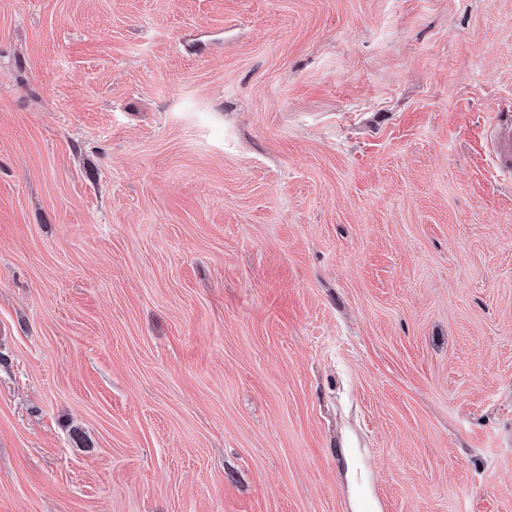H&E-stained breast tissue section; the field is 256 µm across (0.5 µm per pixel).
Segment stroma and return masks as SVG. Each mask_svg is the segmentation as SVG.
<instances>
[{
  "mask_svg": "<svg viewBox=\"0 0 512 512\" xmlns=\"http://www.w3.org/2000/svg\"><path fill=\"white\" fill-rule=\"evenodd\" d=\"M512 0H0V512H512ZM489 132L496 169L512 175V119H499L489 128Z\"/></svg>",
  "mask_w": 512,
  "mask_h": 512,
  "instance_id": "35a3bbf8",
  "label": "stroma"
}]
</instances>
